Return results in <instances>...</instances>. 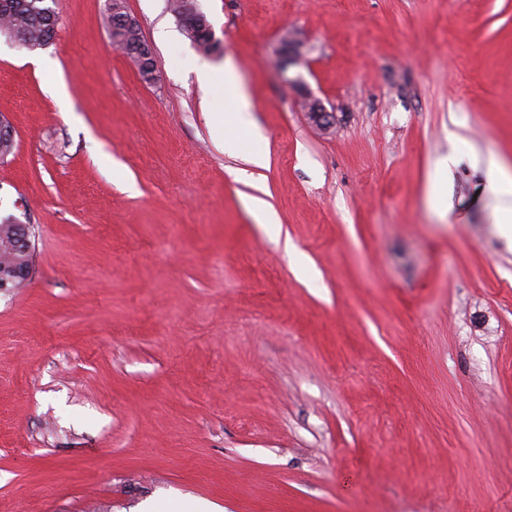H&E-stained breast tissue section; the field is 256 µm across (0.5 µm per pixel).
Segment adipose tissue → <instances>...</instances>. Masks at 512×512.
Instances as JSON below:
<instances>
[{
    "mask_svg": "<svg viewBox=\"0 0 512 512\" xmlns=\"http://www.w3.org/2000/svg\"><path fill=\"white\" fill-rule=\"evenodd\" d=\"M202 87H209L215 79L224 83V111L215 113L213 132L224 142V151L232 156L244 158L249 165L262 168L267 163L266 156L258 152H247L242 148L241 134L251 124L248 92L237 69L225 64L223 69L204 68L198 72Z\"/></svg>",
    "mask_w": 512,
    "mask_h": 512,
    "instance_id": "ef3b65f1",
    "label": "adipose tissue"
}]
</instances>
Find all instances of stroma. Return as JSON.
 <instances>
[{
  "mask_svg": "<svg viewBox=\"0 0 512 512\" xmlns=\"http://www.w3.org/2000/svg\"><path fill=\"white\" fill-rule=\"evenodd\" d=\"M194 5L215 54L124 0L152 81L107 0H57L43 48L0 37V215L35 234L0 292V512H512V239L484 192L512 165V0ZM287 32L331 130L279 71ZM228 61L247 179L198 81ZM112 1L110 0L111 3L108 4L106 20L111 29L113 43L130 58L145 53L147 48L140 26L135 21V23H126L121 26L116 25L112 20Z\"/></svg>",
  "mask_w": 512,
  "mask_h": 512,
  "instance_id": "35a3bbf8",
  "label": "stroma"
}]
</instances>
